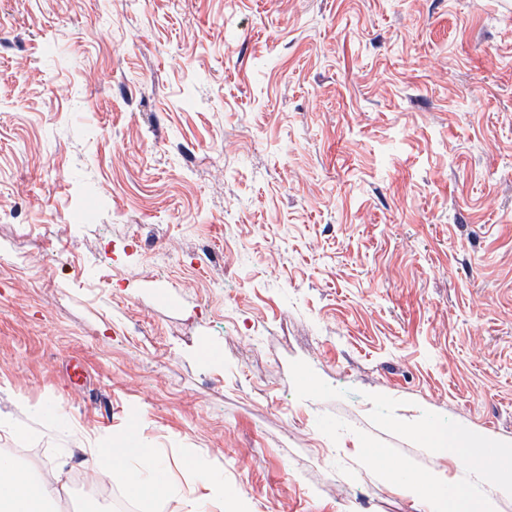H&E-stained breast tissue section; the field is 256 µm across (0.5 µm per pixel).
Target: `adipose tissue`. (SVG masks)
<instances>
[{
	"instance_id": "ef3b65f1",
	"label": "adipose tissue",
	"mask_w": 512,
	"mask_h": 512,
	"mask_svg": "<svg viewBox=\"0 0 512 512\" xmlns=\"http://www.w3.org/2000/svg\"><path fill=\"white\" fill-rule=\"evenodd\" d=\"M91 455L98 472L122 483L128 495L148 510L159 499L181 491L153 449L137 443L122 448L103 443ZM66 492V487L47 483L0 454V512H58Z\"/></svg>"
}]
</instances>
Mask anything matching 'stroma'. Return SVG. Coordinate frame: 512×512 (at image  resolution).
Masks as SVG:
<instances>
[{
  "label": "stroma",
  "mask_w": 512,
  "mask_h": 512,
  "mask_svg": "<svg viewBox=\"0 0 512 512\" xmlns=\"http://www.w3.org/2000/svg\"><path fill=\"white\" fill-rule=\"evenodd\" d=\"M371 393L512 442V0H0V449L69 485L141 442L153 512L208 471L224 512H428L358 432L464 466ZM99 448H88L94 468L112 482L117 479L129 496L141 502L145 511L164 497L183 494L184 490L173 483L163 461L152 448L135 442L122 448H112L111 443H101Z\"/></svg>",
  "instance_id": "obj_1"
}]
</instances>
